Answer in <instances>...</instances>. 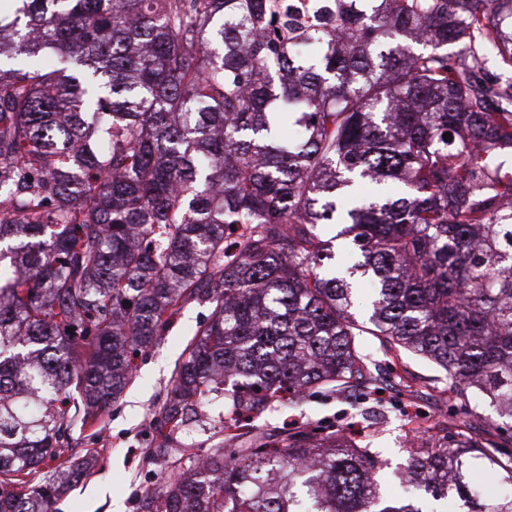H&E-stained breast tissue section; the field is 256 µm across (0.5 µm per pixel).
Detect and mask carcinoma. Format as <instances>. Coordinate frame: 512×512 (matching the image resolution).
Masks as SVG:
<instances>
[{"instance_id":"cac0c4a2","label":"carcinoma","mask_w":512,"mask_h":512,"mask_svg":"<svg viewBox=\"0 0 512 512\" xmlns=\"http://www.w3.org/2000/svg\"><path fill=\"white\" fill-rule=\"evenodd\" d=\"M335 2L302 48L265 0H0V512H53L92 467L69 427L192 302L213 310L159 411L174 428L211 394L233 418L369 395L363 334L444 371L454 415L410 447L401 497L341 427L217 448L142 512H512V453L468 425L512 421V83L484 68L512 71V0ZM389 180L401 197L355 195Z\"/></svg>"}]
</instances>
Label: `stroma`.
<instances>
[{
  "label": "stroma",
  "mask_w": 512,
  "mask_h": 512,
  "mask_svg": "<svg viewBox=\"0 0 512 512\" xmlns=\"http://www.w3.org/2000/svg\"><path fill=\"white\" fill-rule=\"evenodd\" d=\"M211 312L208 304L186 305L159 344L139 356L131 382L106 414L94 425L71 426L73 455L95 456L97 464L56 501V512H141L146 492L186 471L196 458L232 441L247 448L299 428L321 435L341 426L350 428L376 448L380 474L393 493V472L408 456L411 430L424 417L451 410L445 372L411 353H389L365 335L361 342L380 371L374 395H364L354 385L339 393L324 390L298 401L283 399L263 414L250 415L234 432L225 426L224 401L219 398L185 425L170 430L155 414L170 396L175 369L194 330Z\"/></svg>",
  "instance_id": "obj_1"
}]
</instances>
